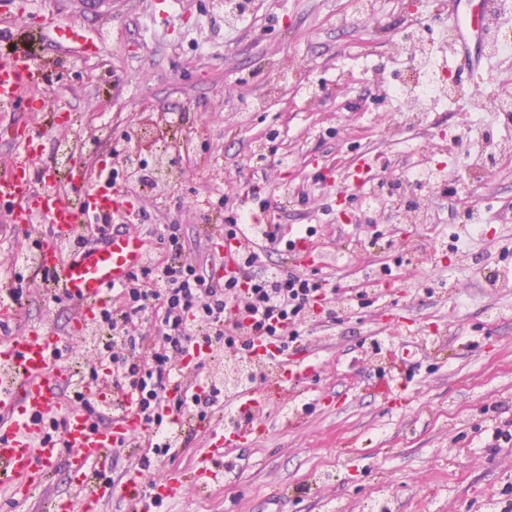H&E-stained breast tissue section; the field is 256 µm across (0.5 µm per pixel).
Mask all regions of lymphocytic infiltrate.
Returning a JSON list of instances; mask_svg holds the SVG:
<instances>
[{"instance_id":"obj_1","label":"lymphocytic infiltrate","mask_w":512,"mask_h":512,"mask_svg":"<svg viewBox=\"0 0 512 512\" xmlns=\"http://www.w3.org/2000/svg\"><path fill=\"white\" fill-rule=\"evenodd\" d=\"M161 239L166 260L149 257L126 287L113 290L112 302L97 322L112 333V385L137 391L159 457L173 452L170 423L176 410L189 402L204 419L223 401L222 388L212 382L206 394L169 399L167 389L189 344H204L214 354L234 345L248 351L256 336L287 348L289 327L305 318L313 300L327 296L319 280L258 275L260 254L254 250L241 251L238 274L214 279L206 268L183 260L185 241L179 225H164ZM236 312L248 318V326L233 320ZM147 323L152 332H144Z\"/></svg>"}]
</instances>
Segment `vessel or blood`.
Masks as SVG:
<instances>
[{
    "label": "vessel or blood",
    "mask_w": 512,
    "mask_h": 512,
    "mask_svg": "<svg viewBox=\"0 0 512 512\" xmlns=\"http://www.w3.org/2000/svg\"><path fill=\"white\" fill-rule=\"evenodd\" d=\"M449 8L456 16L451 32L450 54L464 60L469 68L489 69L491 56L480 47L491 25L500 21L499 0H451ZM48 42L65 40L79 45L83 52H97L103 44L102 32H90L80 26L62 33L56 27L43 30ZM48 74L28 53L0 57V104L10 111L36 112L45 102L38 96ZM11 153L0 171V211L19 234L40 245L37 270L47 297L65 296L75 303L66 330L18 327L19 304L10 296H0V486L13 495H28L44 484L51 467L63 463L70 474L73 497L53 501L54 512H100L103 505L119 498L150 512L154 498L175 497L185 484H205L216 479L226 448L247 441L258 432L256 409L260 404L254 391L245 390L233 399L238 422L233 429L211 424L197 417L174 421L177 431L197 430L209 438V449L200 469L190 474L170 473L152 488H144L141 466L129 469L120 485L103 481L102 472L113 448L150 441L151 436L135 411L137 397L126 391L113 395L107 383L90 384L86 394L101 408L110 410L107 424L92 427L87 411L60 396L58 389L71 385L73 371L61 359L75 331L91 325L111 300V291L128 284L132 273L147 262L149 249L138 232L116 231L100 243L72 252L60 250L64 240H74L86 224L105 223L114 216H135L139 208L113 191L111 183L88 186L84 168H76L70 178L56 180L42 161L46 133L33 122L10 125ZM289 241L291 260L308 261L313 247L308 236L293 227L276 224H248L237 239L228 241L214 233L209 237L213 253L214 278L235 274L238 252L266 233ZM17 325L13 334L4 329ZM253 357L280 369L289 395L314 370L318 348L308 344L295 353L279 351L274 345L257 339ZM58 421L62 439L48 438L45 426Z\"/></svg>",
    "instance_id": "vessel-or-blood-1"
}]
</instances>
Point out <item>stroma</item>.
<instances>
[{
  "label": "stroma",
  "instance_id": "stroma-1",
  "mask_svg": "<svg viewBox=\"0 0 512 512\" xmlns=\"http://www.w3.org/2000/svg\"><path fill=\"white\" fill-rule=\"evenodd\" d=\"M108 4L112 27L97 56L42 38L47 22L97 28L84 0H48L42 16L19 19L14 39L0 41V55L66 63L40 87L50 108L34 122L50 127L60 108L76 131L94 129V176L118 166L114 148L142 119L183 114L160 129L163 145L194 143L179 182L139 199L149 246L158 248L163 225H181L183 258L201 266L212 260L206 228L218 215L312 229L322 257L299 272L326 280L336 311L296 326L297 345H320L301 397L259 409V436L225 449L211 493L190 485L151 512H487L512 500V443L494 445L496 430L512 431V117L489 109L494 89L512 84V52L474 80L444 69L445 80H461V98L413 125L391 93L400 36L413 20L428 40L447 32L448 0H373L365 19L350 0H253L249 22L233 25L210 0ZM472 112L498 146L477 180L464 177L477 149L458 139ZM361 156L409 196L419 187L404 174L417 161L441 167L444 180L413 220L371 207L346 184L343 172ZM472 208L487 218L477 229ZM23 287L21 325L67 326L69 301L44 299L34 279ZM396 320L426 342L410 350L408 334L381 335ZM389 342L406 356L407 381L386 399L373 386L392 374ZM287 412L299 417L288 428ZM207 447L203 433L181 435L144 483L193 470ZM72 492L59 465L27 500L0 490V512H48Z\"/></svg>",
  "mask_w": 512,
  "mask_h": 512
}]
</instances>
